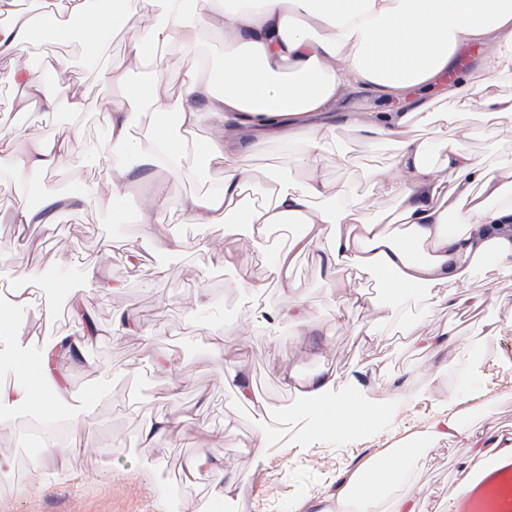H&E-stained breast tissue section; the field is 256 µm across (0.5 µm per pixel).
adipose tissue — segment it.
Listing matches in <instances>:
<instances>
[{
	"label": "adipose tissue",
	"instance_id": "adipose-tissue-1",
	"mask_svg": "<svg viewBox=\"0 0 512 512\" xmlns=\"http://www.w3.org/2000/svg\"><path fill=\"white\" fill-rule=\"evenodd\" d=\"M0 0V57L14 60L9 79L15 106L23 113H53L65 103L74 116L85 100L72 85L51 82L28 62L38 33L61 44L78 42L86 59L98 63L101 35L127 34L122 63L99 70L118 97L105 113L107 147L93 163L105 168L114 193L112 219L125 217L124 187L154 169L183 180L219 170L218 185L184 198L190 224H221L227 233L245 225L254 250H264L270 235L287 224L299 225L272 261L282 288L292 289V267L308 257L345 303L334 310L336 322L362 319L364 336H379L371 318L374 297L358 285L378 276L391 299L420 290L428 309L451 313L485 308L484 333L497 335L512 306L495 294L467 292L474 270L496 277L512 275V159L501 157L496 140L512 124V0H62L59 9L33 0L30 9ZM215 32L224 40L219 54L200 52L201 36ZM477 43L483 54L469 76L441 84L456 65L464 45ZM185 58L181 90L171 93L163 78L171 61L168 48ZM147 77L135 80L137 71ZM440 87L438 97L425 92ZM390 102L384 112H337L346 96ZM207 138H197L200 128ZM351 132L370 147L395 145L390 167H369L362 178L389 205L357 197L323 173L319 156L336 141L338 130ZM482 134L488 149L476 153L468 142ZM83 138L80 125L60 140L35 134L27 125L0 123V176L38 178L69 164ZM277 144L290 152L289 163L256 168L254 158ZM93 184L79 195L48 193L31 204L17 189L12 221L20 231L46 226L72 202L91 203ZM219 265L238 266L235 287L253 299L251 315L272 325L307 330L312 318L301 299L282 306L260 304L265 281L251 276L240 257L216 251ZM30 274L17 267L18 285L0 320L12 323L24 339L29 326L52 319V296L35 298ZM85 338H71L60 350L48 346L37 372L16 369L12 388L0 389V411L28 409L55 419L61 393L50 394L64 358L80 355ZM424 448H394L349 474L336 493L315 502V512H420L415 495L393 496L406 477V465L424 459ZM191 477L206 478L210 498L238 487L211 442L200 445Z\"/></svg>",
	"mask_w": 512,
	"mask_h": 512
}]
</instances>
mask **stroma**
<instances>
[{"label": "stroma", "mask_w": 512, "mask_h": 512, "mask_svg": "<svg viewBox=\"0 0 512 512\" xmlns=\"http://www.w3.org/2000/svg\"><path fill=\"white\" fill-rule=\"evenodd\" d=\"M42 49L50 57H72L66 80L88 105L84 146L98 147L106 138L100 114L113 96L112 88L76 60L75 45L47 39ZM391 155L389 146L365 147L342 130L320 165L329 178L349 183L364 196L368 190L359 172L388 165ZM219 178L216 170L203 183L168 178L166 229L183 241L182 252L176 254L157 249L135 221L144 186L128 189L129 220L116 224L103 170L86 166L50 172L40 182L42 191L75 192L80 183H93L97 199L61 211L55 224L22 237L9 220L15 192L0 184V280H11L20 264L40 278L53 273L56 305L66 311L74 298L87 297L101 331L77 362L63 364L69 397L59 410L60 419L78 409L79 393L93 391L100 397L91 445L70 447L61 462L65 480L24 495L16 486L0 489V512H168V485L193 504L206 493L205 482H197L191 492L182 483L198 442L207 435L223 454L225 469L245 479L240 492L222 499L221 512H296L297 506L334 493L346 473L387 449L425 437L431 423L449 409L448 390L429 384L433 369L443 361L448 364V389L459 392L461 428L451 439L431 444L426 459L409 464L407 486L423 500L424 512H450L474 435L512 433V324L486 337L481 333L485 312L456 320L445 313L429 314L417 292L394 307L384 289L377 288L375 317L383 334L370 340L357 334V318L333 322L341 295L306 257L299 259L293 276L313 318L310 334L301 336L292 326L274 327L250 317L247 297L230 285L236 267L216 265L203 248L217 240L236 253L245 249V237L226 234L220 224L183 223L180 213L186 195L208 192ZM128 246L141 254L137 267L125 260ZM51 252L57 261L49 269L43 256ZM92 263L101 270L96 283L84 277ZM126 308L135 310L141 335L111 333L114 312ZM422 315L432 329L456 322L470 345L444 358L411 343L400 334L398 323ZM168 353L174 354L183 375L174 402L167 398V374L155 366ZM217 358L242 370L258 402L243 404L225 387L213 364ZM288 362L294 365L298 387L281 378ZM326 368L336 372L338 381L325 401L361 403L374 414L368 427L354 432L327 427L304 395L302 383ZM176 416L187 420L178 436L144 446L140 429L145 422ZM258 436L265 449L256 456L247 446ZM116 441L121 450L113 449Z\"/></svg>", "instance_id": "35a3bbf8"}]
</instances>
